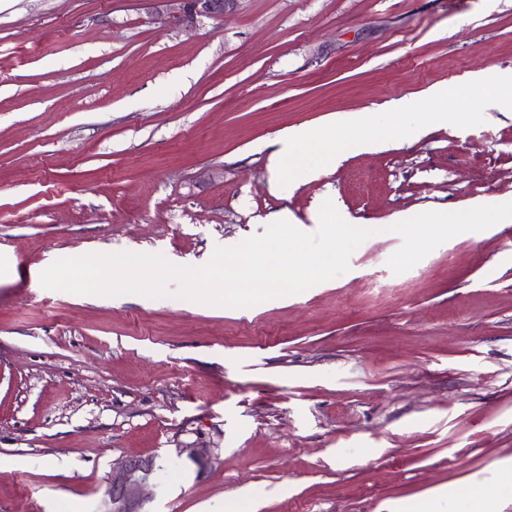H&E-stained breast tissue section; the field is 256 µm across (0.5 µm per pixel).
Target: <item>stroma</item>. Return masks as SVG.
Listing matches in <instances>:
<instances>
[{"mask_svg": "<svg viewBox=\"0 0 512 512\" xmlns=\"http://www.w3.org/2000/svg\"><path fill=\"white\" fill-rule=\"evenodd\" d=\"M157 0H0V512H95L155 459L149 512H512V223L387 265L401 215L512 198V115L344 152L275 188L269 143L484 69L512 0H240L191 28ZM373 234L346 273L249 308L44 289L60 258L184 266L315 232ZM190 448L205 449L201 461ZM453 490V488L441 487L424 499L405 503L402 509L397 512H436L432 511L431 504L445 499L448 500V496L453 494Z\"/></svg>", "mask_w": 512, "mask_h": 512, "instance_id": "35a3bbf8", "label": "stroma"}]
</instances>
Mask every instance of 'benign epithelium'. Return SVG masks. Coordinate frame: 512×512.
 <instances>
[{
	"mask_svg": "<svg viewBox=\"0 0 512 512\" xmlns=\"http://www.w3.org/2000/svg\"><path fill=\"white\" fill-rule=\"evenodd\" d=\"M163 4L173 21L193 24L202 17H223L232 11L238 0H156ZM154 460L131 459L112 470L108 488L97 512H146L145 506L154 498L156 484Z\"/></svg>",
	"mask_w": 512,
	"mask_h": 512,
	"instance_id": "benign-epithelium-1",
	"label": "benign epithelium"
}]
</instances>
